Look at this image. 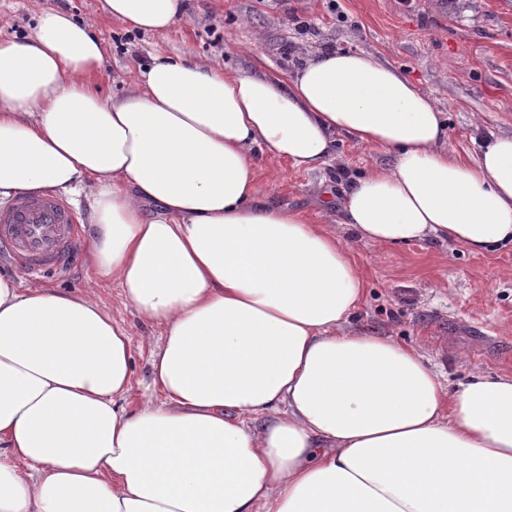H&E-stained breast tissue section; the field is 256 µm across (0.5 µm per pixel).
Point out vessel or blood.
<instances>
[{
	"label": "vessel or blood",
	"instance_id": "vessel-or-blood-1",
	"mask_svg": "<svg viewBox=\"0 0 512 512\" xmlns=\"http://www.w3.org/2000/svg\"><path fill=\"white\" fill-rule=\"evenodd\" d=\"M79 233L76 210L53 195L21 194L0 205V253L28 275L70 272Z\"/></svg>",
	"mask_w": 512,
	"mask_h": 512
}]
</instances>
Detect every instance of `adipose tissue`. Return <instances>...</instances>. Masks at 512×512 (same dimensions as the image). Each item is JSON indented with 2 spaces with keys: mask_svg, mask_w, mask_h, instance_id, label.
<instances>
[{
  "mask_svg": "<svg viewBox=\"0 0 512 512\" xmlns=\"http://www.w3.org/2000/svg\"><path fill=\"white\" fill-rule=\"evenodd\" d=\"M149 33L182 0H103ZM90 26L0 40V198L81 192L88 259L158 326L130 408L132 333L95 299L0 276V512H512V376L447 390L418 347L350 331V246L268 202L258 157L322 170L336 138L390 164L336 221L381 245L512 248V134L473 162L442 112L364 49L287 75L154 56L123 96Z\"/></svg>",
  "mask_w": 512,
  "mask_h": 512,
  "instance_id": "obj_1",
  "label": "adipose tissue"
}]
</instances>
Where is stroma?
<instances>
[{"instance_id": "1", "label": "stroma", "mask_w": 512, "mask_h": 512, "mask_svg": "<svg viewBox=\"0 0 512 512\" xmlns=\"http://www.w3.org/2000/svg\"><path fill=\"white\" fill-rule=\"evenodd\" d=\"M92 23L105 60L98 90L123 94L152 56L191 52L230 70L285 74L297 54L320 48L365 49L406 72L435 99L448 120L457 155L472 160L488 132L512 134V0H185L189 24L143 33L113 20L101 0H0V39H21L42 10ZM382 149L338 138L336 157L320 173L265 158L260 179L270 203L321 211L320 181L344 194L362 169L386 164ZM352 241L366 283L353 329L419 346L455 388L477 370L512 375V250L472 254L451 242L384 247L353 240L347 225L327 216ZM102 307L134 335L130 400L150 381V350L159 331L124 304L115 282L99 281Z\"/></svg>"}]
</instances>
